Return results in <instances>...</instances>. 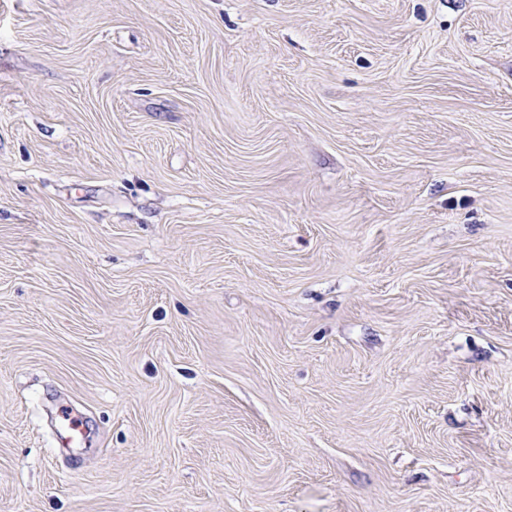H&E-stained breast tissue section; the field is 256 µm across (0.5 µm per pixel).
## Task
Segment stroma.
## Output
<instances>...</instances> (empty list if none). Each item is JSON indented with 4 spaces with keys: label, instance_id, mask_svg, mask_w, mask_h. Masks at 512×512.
I'll use <instances>...</instances> for the list:
<instances>
[{
    "label": "stroma",
    "instance_id": "1",
    "mask_svg": "<svg viewBox=\"0 0 512 512\" xmlns=\"http://www.w3.org/2000/svg\"><path fill=\"white\" fill-rule=\"evenodd\" d=\"M0 512H512V0H0Z\"/></svg>",
    "mask_w": 512,
    "mask_h": 512
}]
</instances>
